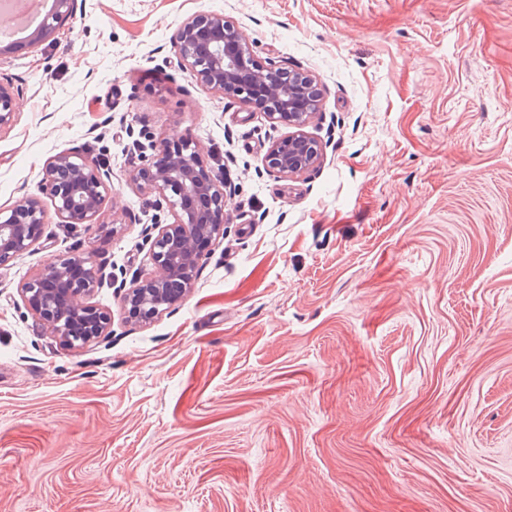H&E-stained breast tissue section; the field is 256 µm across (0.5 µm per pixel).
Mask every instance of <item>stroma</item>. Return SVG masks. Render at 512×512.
I'll use <instances>...</instances> for the list:
<instances>
[{"label":"stroma","instance_id":"35a3bbf8","mask_svg":"<svg viewBox=\"0 0 512 512\" xmlns=\"http://www.w3.org/2000/svg\"><path fill=\"white\" fill-rule=\"evenodd\" d=\"M0 53V207L46 163L104 159L98 228L47 216L0 268V512H512V0H81ZM220 13L324 91L288 126L209 92L172 30ZM198 142L233 192L186 295L60 348L19 289L93 250L150 277L143 145Z\"/></svg>","mask_w":512,"mask_h":512}]
</instances>
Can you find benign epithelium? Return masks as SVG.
<instances>
[{"instance_id": "benign-epithelium-1", "label": "benign epithelium", "mask_w": 512, "mask_h": 512, "mask_svg": "<svg viewBox=\"0 0 512 512\" xmlns=\"http://www.w3.org/2000/svg\"><path fill=\"white\" fill-rule=\"evenodd\" d=\"M77 0H54L53 10L31 34L37 41L65 24ZM169 41L182 66L203 89L239 100L261 111L272 127L295 131L272 142L265 167L274 176L302 174L323 156V144L302 130L322 111L323 92L316 79L299 69L258 55L236 25L218 13H199L178 25ZM13 93L0 84V128L12 123ZM134 182L152 197V206L167 210L170 223L145 228L149 258L156 274L130 283L103 274L91 251L43 266L20 293L29 309L65 349L82 348L111 333V316L89 302L94 289L117 286L121 308L138 322L158 318L192 287L206 247L224 238L226 183L222 175L203 171L201 150L189 138L162 139L149 145ZM109 174L101 161L81 153L54 156L46 164L40 192L52 203L58 223L90 230L109 193ZM47 224L41 201L27 196L5 216L0 210V267L31 251Z\"/></svg>"}]
</instances>
